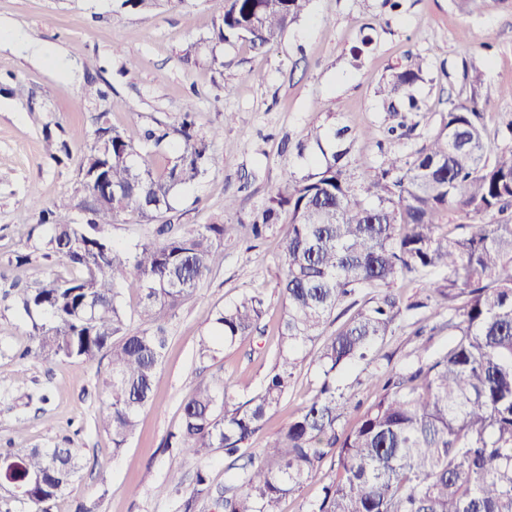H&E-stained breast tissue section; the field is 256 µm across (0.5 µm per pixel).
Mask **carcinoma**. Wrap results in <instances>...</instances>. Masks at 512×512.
I'll list each match as a JSON object with an SVG mask.
<instances>
[{
	"label": "carcinoma",
	"instance_id": "carcinoma-1",
	"mask_svg": "<svg viewBox=\"0 0 512 512\" xmlns=\"http://www.w3.org/2000/svg\"><path fill=\"white\" fill-rule=\"evenodd\" d=\"M309 0H224L210 41L276 43L304 14ZM419 56L391 68L379 91L390 117L413 112L428 121L415 95L423 82ZM108 94L88 82L77 105L99 106ZM92 140L80 157L73 192L40 216L46 235L31 226L17 268L42 259L64 269L16 294L31 319L26 353L45 360H108V407L101 424L118 450L136 431L152 399L162 365L161 321L197 295L224 251L243 238L259 239L282 225V309L275 363L261 390L238 401L221 377L199 382L182 405L166 447L206 459L224 452L232 485L214 501L217 512H279L281 500L302 491L327 458L323 495L304 512H512V147L492 150L483 113L473 100L452 103L441 127L407 160L386 157L370 167L348 141L349 127L310 129L298 155L316 151L312 172L287 171L265 204L234 224L174 221L180 191L224 164L218 128L202 129L187 105L172 124L120 132L107 113L92 115ZM68 133L45 131L50 159L70 155ZM76 211L80 220L65 222ZM454 212L459 234L443 231ZM126 214L156 225L152 238L118 248L112 225ZM426 270L444 272L429 285L448 310V345L416 346V362L385 371L368 383L376 400L355 425L338 430L351 399L347 370L377 360V346L395 334L405 304L390 292L398 281ZM140 296L129 311L119 285L128 277ZM368 288L384 293L362 305ZM351 300L348 321L329 333L336 308ZM265 300L250 294L224 306L215 323L226 345L253 334ZM318 375L312 397L254 452L251 441L288 393L298 368ZM82 449L33 448L22 456L18 483L7 486L29 512H52L79 473ZM168 481L177 512H196L210 496L199 471L190 492L173 466Z\"/></svg>",
	"mask_w": 512,
	"mask_h": 512
}]
</instances>
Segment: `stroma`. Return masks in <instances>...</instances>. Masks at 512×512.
<instances>
[{"instance_id": "stroma-1", "label": "stroma", "mask_w": 512, "mask_h": 512, "mask_svg": "<svg viewBox=\"0 0 512 512\" xmlns=\"http://www.w3.org/2000/svg\"><path fill=\"white\" fill-rule=\"evenodd\" d=\"M223 7V0H184L177 8L142 13L119 8L118 0H0V262L20 249L26 225L72 192L84 136L93 130L76 101L92 80L107 88L105 110L117 130L173 122L189 102L202 127L223 128V166L182 191L181 221L188 225L227 221L228 197L237 198L240 216H247L285 171H310L295 146L314 126H350L354 149L378 162L421 148L450 102L472 99L484 114L490 147H512V98L506 93L512 86V0H487L474 14L458 10L453 0H401L394 12L384 0H311L301 19L259 52L245 41L209 43ZM192 42L196 55L184 60L182 51ZM417 55L426 61L418 94L429 120L421 124L407 114L402 136L394 138L386 132L377 91L392 66ZM129 58L137 62L130 70L124 67ZM475 70L483 74L478 85L468 79ZM19 82L26 87L21 96L13 92ZM55 122L74 136L69 157L59 164L44 148V127ZM280 236L276 225L265 238L225 252L196 297L164 319L166 356L153 403L118 450L100 426L107 362L27 354L30 322L0 283V451L20 454L69 442L85 450L78 476L53 512L93 502L99 512H176L178 497L167 477L175 461L187 481L202 467L214 489L227 485L223 452L202 463L179 461L164 440L202 378L223 377L243 400L260 391L278 346ZM439 278L428 272L396 285L414 308L384 342L378 365L413 362L415 329H422L431 349L447 342L443 318L423 303L429 282ZM254 292L268 307L258 330L200 361L198 342L211 333L216 310ZM314 384V371L301 367L254 447L287 422ZM20 390L33 394L31 404L16 400ZM44 393L45 403L39 400Z\"/></svg>"}]
</instances>
